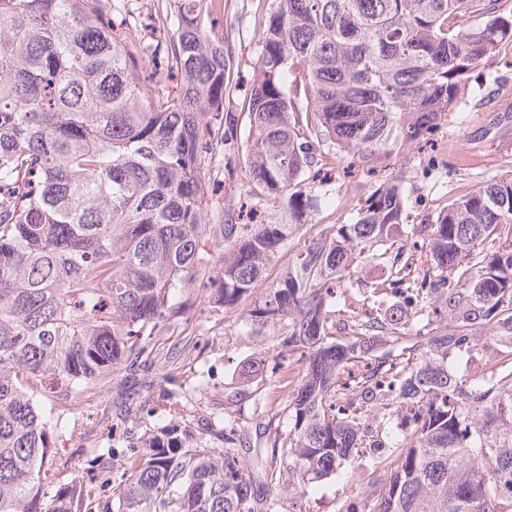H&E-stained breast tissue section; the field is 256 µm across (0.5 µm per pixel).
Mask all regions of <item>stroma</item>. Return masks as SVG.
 Listing matches in <instances>:
<instances>
[{
    "label": "stroma",
    "instance_id": "stroma-1",
    "mask_svg": "<svg viewBox=\"0 0 512 512\" xmlns=\"http://www.w3.org/2000/svg\"><path fill=\"white\" fill-rule=\"evenodd\" d=\"M273 9L278 0H224L222 23L216 34L232 58L231 88L224 100L228 112H241L249 97L260 46L256 24L258 6ZM171 0H120L111 15L116 36L135 31L149 42L167 40L173 28ZM329 187L332 197L322 202L308 226L309 235L328 225L350 222L361 202L389 175L404 178L408 224H424L453 198L469 194L488 180L512 176V41L471 75L466 94L448 122L438 127L430 142L394 154L389 170L369 175L349 166L344 154L335 158ZM287 361L281 338L270 332L247 335L240 312L194 310L182 323L156 339V350L134 369H120L111 382L83 397L85 420L62 419L54 451L67 459L71 470H84L92 447L107 448L140 434L141 425L119 422L121 409L147 402L148 425H164L204 415L231 414L241 427L254 429L261 416L256 399L261 390L276 385L269 372L250 383L239 371L253 354ZM204 391H196L199 380ZM359 485L327 481L304 503L305 512H340L359 500Z\"/></svg>",
    "mask_w": 512,
    "mask_h": 512
}]
</instances>
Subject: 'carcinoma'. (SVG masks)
I'll list each match as a JSON object with an SVG mask.
<instances>
[{
  "label": "carcinoma",
  "instance_id": "cac0c4a2",
  "mask_svg": "<svg viewBox=\"0 0 512 512\" xmlns=\"http://www.w3.org/2000/svg\"><path fill=\"white\" fill-rule=\"evenodd\" d=\"M217 4L173 0L168 41L143 45L112 36V0H0V512H95L83 475L58 481L57 425L84 417L73 393L133 366L192 308L200 280L212 308H243L250 336L275 330L301 370L256 423L250 467L243 430L207 416L112 451L115 512H281V487L303 503L360 469L377 477L346 512H512V251L491 250L512 242V177L452 199L414 240L398 175L353 221L303 232L333 156L317 146L372 171L432 134L512 39V9L279 0L258 16L257 77L236 113ZM173 69L177 96L160 86ZM218 154L239 191L205 224ZM238 195L283 215L240 224ZM362 257L378 279L353 278ZM444 309L452 325L433 327ZM477 324L502 344L486 361Z\"/></svg>",
  "mask_w": 512,
  "mask_h": 512
}]
</instances>
